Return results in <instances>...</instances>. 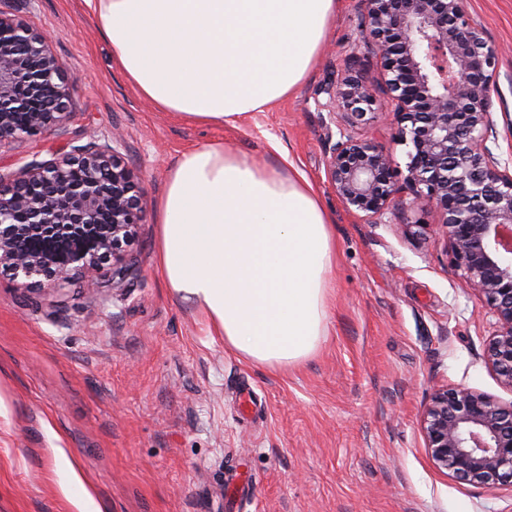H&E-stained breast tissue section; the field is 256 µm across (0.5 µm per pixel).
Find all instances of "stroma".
Masks as SVG:
<instances>
[{
	"mask_svg": "<svg viewBox=\"0 0 512 512\" xmlns=\"http://www.w3.org/2000/svg\"><path fill=\"white\" fill-rule=\"evenodd\" d=\"M498 53L494 81L512 113V0H464ZM50 37L73 85L67 137L0 143V172L51 159L67 139L119 130L120 157L142 180L147 219L125 244L134 269L102 298L73 274L50 290L0 274V512H79L91 486L103 512H512V486L467 484L437 469L420 419L434 392L465 385L502 404L512 388L485 362L494 317L450 262L435 211L408 192L387 223L347 212L325 175L322 85L360 57L375 91L359 135L407 148L360 35L362 0H336L315 66L296 97L233 124L196 125L159 111L112 65L83 0H0ZM224 145L270 168L293 167L331 217L336 259L328 334L303 362L273 370L228 351L191 303L169 291L154 257L167 175L197 146ZM420 225L405 236L400 225ZM77 463L80 484L61 477Z\"/></svg>",
	"mask_w": 512,
	"mask_h": 512,
	"instance_id": "35a3bbf8",
	"label": "stroma"
}]
</instances>
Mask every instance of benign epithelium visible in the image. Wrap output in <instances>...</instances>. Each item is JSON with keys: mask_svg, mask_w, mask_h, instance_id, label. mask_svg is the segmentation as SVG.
Masks as SVG:
<instances>
[{"mask_svg": "<svg viewBox=\"0 0 512 512\" xmlns=\"http://www.w3.org/2000/svg\"><path fill=\"white\" fill-rule=\"evenodd\" d=\"M362 38L394 102L408 147L411 204L441 218L451 261L495 326L486 363L512 388V161L497 142V51L463 0H362ZM339 139L327 138V182L344 208L374 224L401 193L393 153L351 130L374 95L353 62L320 89ZM63 65L46 35L0 10V143L62 133L74 117ZM121 137L69 145L49 161L0 173V269L48 286L77 273L93 283L112 257V290L131 267L123 244L146 218L144 188L120 159ZM434 465L470 484L512 485V404L466 386L437 391L421 417Z\"/></svg>", "mask_w": 512, "mask_h": 512, "instance_id": "benign-epithelium-1", "label": "benign epithelium"}]
</instances>
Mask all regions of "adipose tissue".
Wrapping results in <instances>:
<instances>
[{
	"mask_svg": "<svg viewBox=\"0 0 512 512\" xmlns=\"http://www.w3.org/2000/svg\"><path fill=\"white\" fill-rule=\"evenodd\" d=\"M141 97L203 125L292 97L310 73L336 0H84ZM171 293L242 358L285 370L327 334L330 217L298 172L219 144L186 151L156 211Z\"/></svg>",
	"mask_w": 512,
	"mask_h": 512,
	"instance_id": "obj_1",
	"label": "adipose tissue"
}]
</instances>
